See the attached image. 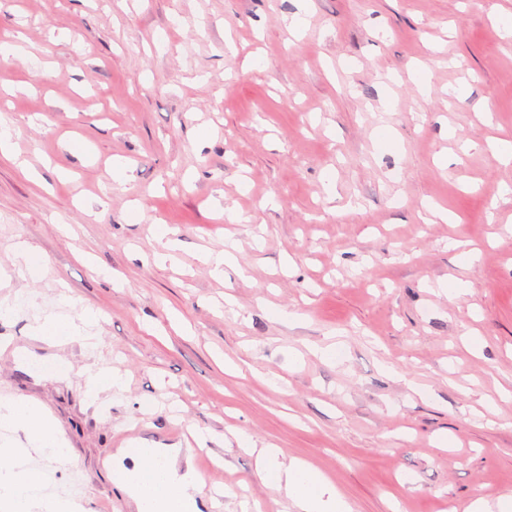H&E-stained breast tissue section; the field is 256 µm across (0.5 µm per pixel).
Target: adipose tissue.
I'll list each match as a JSON object with an SVG mask.
<instances>
[{
  "mask_svg": "<svg viewBox=\"0 0 512 512\" xmlns=\"http://www.w3.org/2000/svg\"><path fill=\"white\" fill-rule=\"evenodd\" d=\"M97 321L95 311L84 309L69 318L36 320L30 330L33 337L49 343L79 341L88 346L93 337L87 329ZM0 429L23 433L28 442L24 449L0 447V512H68L66 502L41 496L39 471L17 467L29 448L61 463L69 461V451L52 419L32 403L1 398ZM257 471L266 486L285 493L297 512H350L345 498L324 474L301 459L282 460L279 449H260ZM112 477L135 502L137 512H202L217 505L198 473L175 468L167 448L120 449Z\"/></svg>",
  "mask_w": 512,
  "mask_h": 512,
  "instance_id": "obj_1",
  "label": "adipose tissue"
}]
</instances>
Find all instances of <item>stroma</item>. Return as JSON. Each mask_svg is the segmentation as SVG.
Wrapping results in <instances>:
<instances>
[{
  "instance_id": "stroma-1",
  "label": "stroma",
  "mask_w": 512,
  "mask_h": 512,
  "mask_svg": "<svg viewBox=\"0 0 512 512\" xmlns=\"http://www.w3.org/2000/svg\"><path fill=\"white\" fill-rule=\"evenodd\" d=\"M510 20L512 0H0V44L29 52L0 60V265L19 240L45 260L0 287V398L51 416L70 461L37 464L73 512H132V427L189 449L223 512H291L268 446L351 512L512 494V164L490 149L512 142ZM230 238L247 279L201 259ZM65 295L100 311L98 348L32 339ZM106 365L126 386L88 401Z\"/></svg>"
}]
</instances>
